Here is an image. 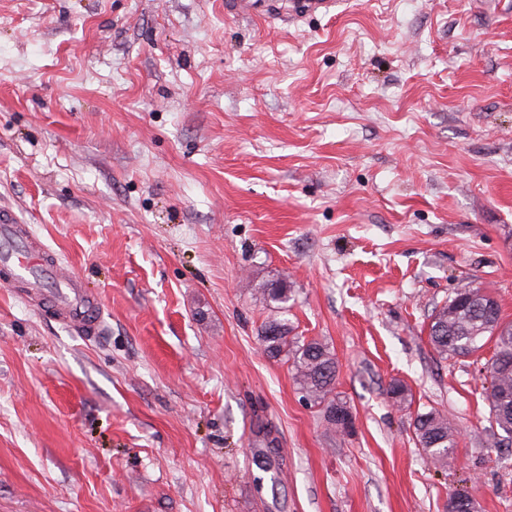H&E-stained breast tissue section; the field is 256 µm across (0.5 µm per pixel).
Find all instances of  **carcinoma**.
Masks as SVG:
<instances>
[{
    "instance_id": "cac0c4a2",
    "label": "carcinoma",
    "mask_w": 512,
    "mask_h": 512,
    "mask_svg": "<svg viewBox=\"0 0 512 512\" xmlns=\"http://www.w3.org/2000/svg\"><path fill=\"white\" fill-rule=\"evenodd\" d=\"M483 288H471L472 298L461 308L451 306L449 297L437 308L429 324V339L443 359L468 357L493 344L494 352L488 361L489 386L484 399L489 419L505 434L512 435V321L506 322L500 306H491L480 295ZM260 293L278 309L288 311L290 288L282 281H270ZM267 353L273 358L283 357L291 363L294 379L303 397L323 407L325 414L338 412L347 405L333 396L337 373L335 355L327 345L305 341L291 335L288 320L267 322L260 336ZM389 398L403 408L408 401V389L399 381H392L387 389ZM416 444L432 463L446 466L454 459L457 429L438 410L431 408L416 414L413 423Z\"/></svg>"
}]
</instances>
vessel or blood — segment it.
Returning <instances> with one entry per match:
<instances>
[{
  "label": "vessel or blood",
  "mask_w": 512,
  "mask_h": 512,
  "mask_svg": "<svg viewBox=\"0 0 512 512\" xmlns=\"http://www.w3.org/2000/svg\"><path fill=\"white\" fill-rule=\"evenodd\" d=\"M336 0H293L282 10L278 0H266L265 14L302 17L329 13ZM0 283L21 286L30 305L50 309L56 321L83 337L99 335L103 315L98 299L83 288L78 276L64 274L56 254L19 217L0 205Z\"/></svg>",
  "instance_id": "vessel-or-blood-1"
}]
</instances>
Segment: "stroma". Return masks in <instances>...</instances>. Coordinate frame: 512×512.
Returning a JSON list of instances; mask_svg holds the SVG:
<instances>
[{
  "instance_id": "35a3bbf8",
  "label": "stroma",
  "mask_w": 512,
  "mask_h": 512,
  "mask_svg": "<svg viewBox=\"0 0 512 512\" xmlns=\"http://www.w3.org/2000/svg\"><path fill=\"white\" fill-rule=\"evenodd\" d=\"M0 202L103 309L88 341L0 286V512H512L493 349L428 339L471 285L512 321V0H0ZM277 277L348 434L259 340ZM291 8L288 9V17H302L317 12L329 13L335 8L339 1L335 0H296L291 1ZM416 444L432 463L448 466L454 459L457 429L435 408L418 412L413 423Z\"/></svg>"
}]
</instances>
